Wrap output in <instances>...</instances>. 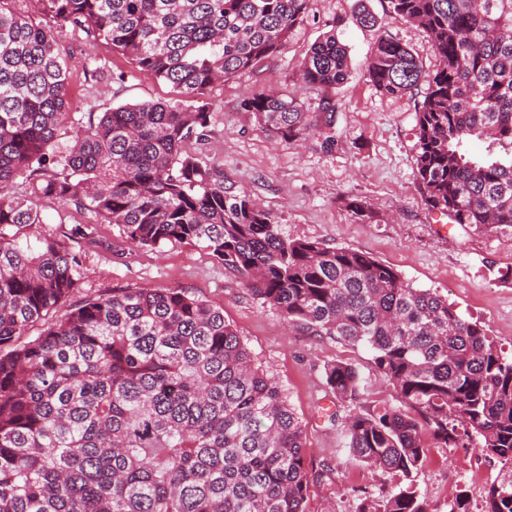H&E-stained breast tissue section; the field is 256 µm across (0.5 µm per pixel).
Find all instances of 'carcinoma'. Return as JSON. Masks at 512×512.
<instances>
[{
	"mask_svg": "<svg viewBox=\"0 0 512 512\" xmlns=\"http://www.w3.org/2000/svg\"><path fill=\"white\" fill-rule=\"evenodd\" d=\"M308 2L0 0V512H305L302 422L223 306L184 288H119L66 308L85 270L74 242L97 224L117 226L131 251L197 247L288 325L372 350L403 408L351 417L349 448L406 485L361 497L357 512H429L414 488L425 430L501 464L482 512H512V358L368 254L288 238L189 148L211 132L213 84L279 55ZM390 3L394 18L425 29L436 58L425 68L384 30L367 65L380 94L417 96L427 208L479 231L512 227V0ZM66 30L111 46L176 97L69 121ZM81 66L93 79L108 72L100 59ZM348 76L331 32L300 66L303 86L325 94ZM240 109L286 145L313 132L327 149L336 142L328 96L322 130L284 91L260 88ZM473 138L485 155H470ZM43 200L89 221L32 238ZM325 375L337 398L359 399L353 364L331 362Z\"/></svg>",
	"mask_w": 512,
	"mask_h": 512,
	"instance_id": "carcinoma-1",
	"label": "carcinoma"
}]
</instances>
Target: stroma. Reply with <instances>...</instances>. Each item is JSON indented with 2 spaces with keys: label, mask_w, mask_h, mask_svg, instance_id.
<instances>
[{
  "label": "stroma",
  "mask_w": 512,
  "mask_h": 512,
  "mask_svg": "<svg viewBox=\"0 0 512 512\" xmlns=\"http://www.w3.org/2000/svg\"><path fill=\"white\" fill-rule=\"evenodd\" d=\"M357 1L309 0L307 19L262 72L241 73L214 86L208 95L214 129L196 150L206 162L221 164L225 184L249 192L290 238L367 253L393 267L412 287L447 298L461 317L479 322L511 356L512 229L480 232L448 223L427 208L414 168V100L381 95L366 69L384 29L432 67L428 37L420 27L394 20L389 0H361L378 24L360 25L354 18ZM329 31L336 32L350 57L349 78L335 96L336 143L329 150L315 136L299 149L277 143L239 103L259 88L274 87L296 94L304 111L319 115L322 94L297 88L296 73L310 46ZM95 53L120 79L94 81L74 67L72 118H87L89 110L101 112L118 102L172 98L169 84L136 73L110 46L98 45ZM79 246L88 271L69 306L115 288L172 287L223 305L225 320L237 328L255 365L279 385L304 426L307 512H356L361 492L377 494L399 484V477L355 460L348 448L350 416L401 405L367 347L287 327L277 311L247 292L240 277L197 247L170 244L129 253L110 224L97 225ZM336 360L358 368L364 385L359 402L337 400L327 387L324 368ZM425 444L427 460L415 488L430 512H448L461 494L471 512H481L497 466L473 447L447 448L430 438Z\"/></svg>",
  "instance_id": "35a3bbf8"
}]
</instances>
